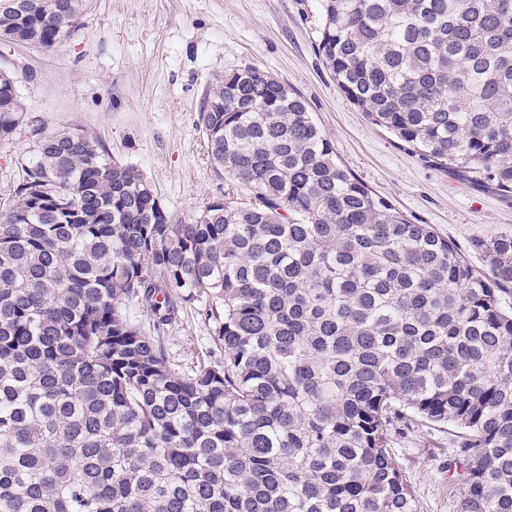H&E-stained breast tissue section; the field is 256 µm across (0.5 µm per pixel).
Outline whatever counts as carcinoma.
<instances>
[{
  "instance_id": "carcinoma-1",
  "label": "carcinoma",
  "mask_w": 512,
  "mask_h": 512,
  "mask_svg": "<svg viewBox=\"0 0 512 512\" xmlns=\"http://www.w3.org/2000/svg\"><path fill=\"white\" fill-rule=\"evenodd\" d=\"M0 0L52 48L88 0ZM349 101L429 166L512 194V0H314ZM0 72V138L23 120ZM234 187L174 224L134 165L59 131L0 224V512H418L392 439L451 426L461 512H512V232L475 269L246 67L198 113ZM193 308L223 352L177 369Z\"/></svg>"
}]
</instances>
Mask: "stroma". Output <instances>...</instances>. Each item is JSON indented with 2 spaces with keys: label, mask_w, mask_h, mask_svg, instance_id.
Masks as SVG:
<instances>
[{
  "label": "stroma",
  "mask_w": 512,
  "mask_h": 512,
  "mask_svg": "<svg viewBox=\"0 0 512 512\" xmlns=\"http://www.w3.org/2000/svg\"><path fill=\"white\" fill-rule=\"evenodd\" d=\"M313 0H92L57 46L0 40V71L15 79L24 118L0 139V223L41 142L64 128L96 138L156 187L173 223L187 224L223 197L225 175L197 126L212 83L252 66L288 83L309 104L341 163L417 224H430L477 269L478 238L512 231V196L427 166L372 124L317 55ZM173 363L190 367L211 345L197 312L165 334ZM396 458L419 512H461L465 467L453 435L422 428L396 437Z\"/></svg>",
  "instance_id": "1"
}]
</instances>
